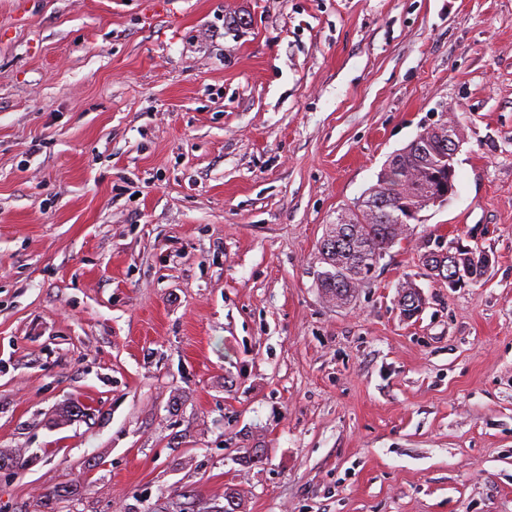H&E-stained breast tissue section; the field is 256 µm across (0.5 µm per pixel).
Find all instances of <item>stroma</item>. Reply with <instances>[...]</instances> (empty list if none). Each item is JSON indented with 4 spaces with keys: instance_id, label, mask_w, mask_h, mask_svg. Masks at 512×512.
I'll use <instances>...</instances> for the list:
<instances>
[{
    "instance_id": "stroma-1",
    "label": "stroma",
    "mask_w": 512,
    "mask_h": 512,
    "mask_svg": "<svg viewBox=\"0 0 512 512\" xmlns=\"http://www.w3.org/2000/svg\"><path fill=\"white\" fill-rule=\"evenodd\" d=\"M444 115L454 195L329 301L326 225ZM228 490L512 512V0H0V512ZM453 249H455V252H452ZM464 250L467 249L462 248L457 241L448 243V249L438 245L436 250H429L423 254L422 265L436 278L442 277L447 279L448 282H452V286L460 282L454 281L457 276L450 278L457 270L463 273L461 277H466L465 273H468L470 277L467 278L469 279L480 278L485 273L486 265L484 258L476 257L474 252ZM457 252V255L448 257Z\"/></svg>"
}]
</instances>
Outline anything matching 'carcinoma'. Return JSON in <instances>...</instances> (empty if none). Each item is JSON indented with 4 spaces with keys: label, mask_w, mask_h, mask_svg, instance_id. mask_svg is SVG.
I'll return each mask as SVG.
<instances>
[{
    "label": "carcinoma",
    "mask_w": 512,
    "mask_h": 512,
    "mask_svg": "<svg viewBox=\"0 0 512 512\" xmlns=\"http://www.w3.org/2000/svg\"><path fill=\"white\" fill-rule=\"evenodd\" d=\"M448 179V152H439L416 137L396 153L377 176L361 201L349 210L348 223L328 225L319 254L326 269L317 273L318 287L329 298L346 301L368 279L374 258L382 257L403 234L394 220L403 206L416 207L427 193L428 176ZM422 265L439 278L448 279L460 271L478 279L485 273V260L463 251L448 256L439 246L423 254Z\"/></svg>",
    "instance_id": "1"
}]
</instances>
